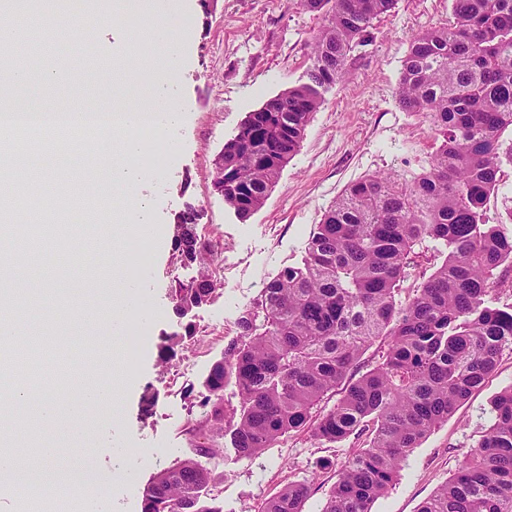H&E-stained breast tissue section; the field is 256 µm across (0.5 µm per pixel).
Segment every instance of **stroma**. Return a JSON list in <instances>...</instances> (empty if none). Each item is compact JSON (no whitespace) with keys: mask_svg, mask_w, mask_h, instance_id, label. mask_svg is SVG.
Returning a JSON list of instances; mask_svg holds the SVG:
<instances>
[{"mask_svg":"<svg viewBox=\"0 0 512 512\" xmlns=\"http://www.w3.org/2000/svg\"><path fill=\"white\" fill-rule=\"evenodd\" d=\"M185 26L189 37L183 63L172 87L185 107L183 122L172 130L157 131L160 143L173 151L162 163L160 175L145 182L140 192L152 203L153 220L164 236L152 240L146 265L134 270L132 287L146 302L141 317L118 329L101 321L93 330L57 326L65 305L98 306L112 285V268L99 276L72 277L38 287L39 275L27 266L18 275L36 283L37 323L48 334L66 337L72 352L71 377L59 383L52 359L44 361V375L36 388L58 404H66L88 379L105 376L106 365L120 367L118 350L126 337L142 332L150 338L140 351L130 386L116 391L115 417L95 411L88 429L76 436L69 422L46 424L38 412H24V433L15 437L20 453L47 442L60 455L90 451L96 470L109 474L111 484L100 493L104 512H142L144 489L157 472L172 463L199 459L211 480L205 504L215 512H261L264 503L291 482L310 488L305 512H321L332 485L346 461L361 447L356 438L322 443L310 432L290 433L252 459L238 458L231 443L210 456H199L198 446L210 436L202 424L200 400L211 366L222 359L238 333L237 321L257 297L263 284L278 271L299 264L310 232L348 184L378 173L418 169L436 149L435 134L422 116L399 103L397 87L412 40L427 28L451 21L450 0H397L391 13L373 20L364 44L350 54L340 82L324 94L314 112L299 152L284 169L265 205L242 221L213 187L214 160L233 137L248 112L288 88L307 82L314 37L323 24L321 14L306 11L300 0H188ZM109 21L91 25L95 35L84 39L82 28L70 32L67 56L57 58L61 80L43 85L44 62L33 61L30 87L41 101L58 109L76 108L80 100L109 106L139 100V80H128L114 93L106 75L130 53L140 25L128 22L122 0H111ZM115 136L106 144L91 141L78 146L67 159L58 153L39 157L25 154L16 164L15 186H41L38 212L16 218L21 227L58 225L56 205L61 192L75 190L77 202L69 218L76 224L75 240L97 234L104 225L129 224V212L102 211L100 196L123 198L124 186L112 181ZM195 207L202 217L201 234L219 245L224 264L223 284L206 304L178 316L170 290L191 281L196 265L181 262L172 250L178 216ZM210 331L211 341L195 349L186 338V326ZM180 334L184 341L172 362L162 364L159 345L164 337ZM512 385V351L504 350L484 385L461 405L406 458L387 493L372 512H418L422 502L459 469L476 444L493 399ZM156 402L145 409L143 396ZM148 449L151 466L138 464L131 451Z\"/></svg>","mask_w":512,"mask_h":512,"instance_id":"1","label":"stroma"}]
</instances>
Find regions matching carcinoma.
Returning <instances> with one entry per match:
<instances>
[{"label":"carcinoma","mask_w":512,"mask_h":512,"mask_svg":"<svg viewBox=\"0 0 512 512\" xmlns=\"http://www.w3.org/2000/svg\"><path fill=\"white\" fill-rule=\"evenodd\" d=\"M396 0H301L323 15L314 37L317 68L308 82L245 117L224 143V202L242 220L259 211L292 157L326 88L374 19ZM453 21L419 34L404 60L400 104L428 120L438 147L418 171L350 183L309 236L298 266L259 291L238 321L237 337L206 376L205 424L230 434L251 459L279 438L310 430L321 442L357 436L321 512H372L407 454L448 420L512 347V221L490 224L486 204L508 195L512 166V0H450ZM189 206L174 252L197 264L208 287L171 289L176 308H196L218 289L212 241H202ZM430 241L441 262L420 275L415 294L397 296L412 276L414 248ZM382 341L379 360L362 358ZM32 348L0 345V365L39 378ZM238 390L224 405V386ZM341 398L315 416L329 395ZM209 474L195 460L157 473L143 512H216L201 506ZM310 488L292 482L262 512H304ZM418 512H512V385L490 403L488 425L458 472Z\"/></svg>","instance_id":"carcinoma-1"}]
</instances>
